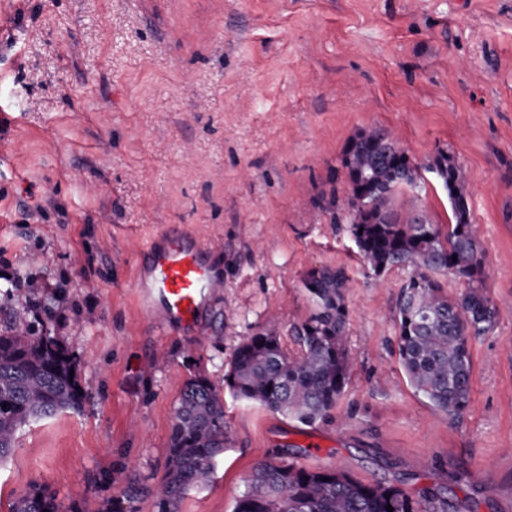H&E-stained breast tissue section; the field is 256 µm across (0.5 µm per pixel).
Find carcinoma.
<instances>
[{
	"instance_id": "1",
	"label": "carcinoma",
	"mask_w": 512,
	"mask_h": 512,
	"mask_svg": "<svg viewBox=\"0 0 512 512\" xmlns=\"http://www.w3.org/2000/svg\"><path fill=\"white\" fill-rule=\"evenodd\" d=\"M341 166L348 191L341 207L351 235L372 275L411 266L396 307L398 354L415 393L448 416L470 400L472 360L468 337L493 329L497 308L489 297V271L470 221L468 175L441 151L428 167L447 191L450 223L444 230L426 213L403 216L392 208L396 191L415 186L419 167L381 127L361 129L345 142ZM451 272L465 284L456 297L435 278ZM313 311L295 328L301 355L284 352L275 323L250 336L236 350L226 387L237 398L257 403L304 425L324 419L343 395L352 357L347 346L348 277L321 268L304 278ZM72 355L47 328L16 324L0 329V462L28 425L80 408L84 395ZM228 432L224 398L201 373L183 384L170 435L166 473L155 493L157 512H180L192 486L208 483L224 453ZM133 502L151 489L132 475L107 476ZM448 512V499L430 489L414 501L393 485L363 483L340 468L307 469L281 460L256 467L232 512ZM8 512H58L45 489L14 499Z\"/></svg>"
}]
</instances>
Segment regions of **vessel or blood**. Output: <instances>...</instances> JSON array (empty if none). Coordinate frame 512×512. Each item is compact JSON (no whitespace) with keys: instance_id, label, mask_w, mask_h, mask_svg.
Masks as SVG:
<instances>
[{"instance_id":"obj_1","label":"vessel or blood","mask_w":512,"mask_h":512,"mask_svg":"<svg viewBox=\"0 0 512 512\" xmlns=\"http://www.w3.org/2000/svg\"><path fill=\"white\" fill-rule=\"evenodd\" d=\"M148 251L149 265L136 280L144 309L160 313L164 330H192L201 306L221 285L205 244L169 238L160 245L149 244Z\"/></svg>"}]
</instances>
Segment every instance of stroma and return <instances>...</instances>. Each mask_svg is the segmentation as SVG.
<instances>
[{"label":"stroma","mask_w":512,"mask_h":512,"mask_svg":"<svg viewBox=\"0 0 512 512\" xmlns=\"http://www.w3.org/2000/svg\"><path fill=\"white\" fill-rule=\"evenodd\" d=\"M374 126L423 169L398 213L447 225L427 167L444 151L468 173L498 315L469 339L471 400L454 417L399 364L407 269L373 279L327 207L346 189L345 142ZM162 230L195 231L223 280L189 334L138 301L141 251ZM324 267L351 279L354 361L336 407L308 426L234 398L224 376L272 317L298 353L291 330L313 310L303 280ZM20 272L35 282L21 300ZM0 319L46 322L85 392L0 463V512L38 487L60 512H156L103 477L161 485L193 372L223 392L229 441L181 512H231L253 468L282 457L414 498L429 488L454 512H512V0H0Z\"/></svg>","instance_id":"35a3bbf8"}]
</instances>
